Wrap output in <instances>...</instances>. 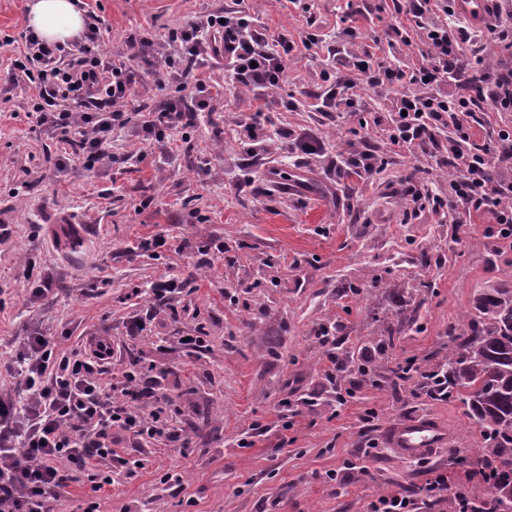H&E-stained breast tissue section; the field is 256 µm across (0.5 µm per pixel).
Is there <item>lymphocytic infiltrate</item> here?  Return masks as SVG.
I'll return each instance as SVG.
<instances>
[{"label": "lymphocytic infiltrate", "instance_id": "obj_1", "mask_svg": "<svg viewBox=\"0 0 512 512\" xmlns=\"http://www.w3.org/2000/svg\"><path fill=\"white\" fill-rule=\"evenodd\" d=\"M493 59L473 48L474 31L454 19L451 0H407L392 32L403 45L420 39L426 62L413 69L399 60L370 61L347 49L328 47L336 62L329 90L314 106L318 112L364 109L361 89L379 91L397 85L403 92L393 106L388 129L391 145L434 154L440 130H448L450 172L448 196L426 184H408L403 195L413 212L432 209L450 215L453 223L474 217L498 225L512 239V125L495 124L490 139L474 144L473 115L512 112V0H501L486 24ZM26 50L14 69L34 91L37 126L60 134L86 166L109 161L105 150L114 129L133 119L128 99L136 81L135 62L153 75L180 81L187 72L223 65L225 76L251 87L257 107L243 127L249 140L261 143L262 122L271 94L283 84L293 47L270 38L238 12L198 17L170 33L166 42L140 39L133 65H117L97 46V28L88 26L68 46L24 34ZM193 120L182 99L169 100L149 112L140 130L151 145H162ZM341 180H366L379 173L385 160L371 149L337 155ZM183 291L175 278L153 284L151 301L131 316L125 336L137 338L154 319L158 307L172 304ZM54 337L33 329L22 338L5 363L19 376L26 400L0 392V512H53V501L67 486L61 468L76 463L89 471L93 490L111 484L114 471L128 464L112 448L115 434L133 433L145 439L175 438L170 419L142 373L124 372L116 382L103 377L112 358V342L99 340L91 353H59ZM393 381H415V397L448 399V371L443 364L421 367L409 359L391 369ZM512 485V475L500 479L491 464L457 475L429 467L422 496L405 490L379 493L369 512H442L449 484H456L459 512H478L466 493L489 492Z\"/></svg>", "mask_w": 512, "mask_h": 512}]
</instances>
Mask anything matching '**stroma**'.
<instances>
[{
  "mask_svg": "<svg viewBox=\"0 0 512 512\" xmlns=\"http://www.w3.org/2000/svg\"><path fill=\"white\" fill-rule=\"evenodd\" d=\"M87 2L102 48L116 61L129 58L131 39L224 11L246 15L294 50L267 110L263 151L235 134L255 110L253 92L225 84L219 66L205 74L213 92L207 107L173 137L167 156L128 126L106 147L119 163L87 170L75 162L60 171L53 161L66 145L36 127L28 88L8 80L14 49L0 48V225L12 230L0 252V357L36 327L62 352L109 338L113 376L168 369L160 391L181 435L148 442L118 434L128 466L98 492L78 472L59 512H83L92 501L101 512H367L377 493L424 485L426 464L395 459L378 444L386 426L422 415L456 434L428 464L461 473L488 455L491 446L459 397L418 399L411 381L361 383L340 409L324 402L322 325L336 326L338 360L370 350L382 370L409 358L426 366L447 354L449 332L482 292L512 288V249H496V225L463 229L432 211L407 214L399 190L415 158L396 151L379 127L360 126L388 119L401 87L370 95L365 114L311 108L326 87L324 47L338 40L350 8L360 14L349 50L421 63L417 47L383 37L396 16L393 0ZM309 34L316 45H305ZM291 98L297 111L283 106ZM282 128L320 133L327 157L289 154ZM362 138L387 166L338 185L337 152ZM273 171L306 185L275 189L266 182ZM65 221L88 233L70 254L49 236L50 225ZM155 235L166 246L142 249ZM47 274L50 292L30 297ZM168 275L186 280L179 303L158 314L155 328L125 341L133 293ZM197 333L206 340L201 351L177 346V337ZM301 396L318 406L300 407L283 427L280 402ZM369 411L374 419L362 422ZM244 438L250 447H240ZM349 463L355 469L345 483L331 480ZM173 472L182 473V485L166 482Z\"/></svg>",
  "mask_w": 512,
  "mask_h": 512,
  "instance_id": "obj_1",
  "label": "stroma"
}]
</instances>
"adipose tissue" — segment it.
<instances>
[{
	"instance_id": "ef3b65f1",
	"label": "adipose tissue",
	"mask_w": 512,
	"mask_h": 512,
	"mask_svg": "<svg viewBox=\"0 0 512 512\" xmlns=\"http://www.w3.org/2000/svg\"><path fill=\"white\" fill-rule=\"evenodd\" d=\"M78 0H31L28 12L29 27L43 40L66 43L85 28L83 11Z\"/></svg>"
}]
</instances>
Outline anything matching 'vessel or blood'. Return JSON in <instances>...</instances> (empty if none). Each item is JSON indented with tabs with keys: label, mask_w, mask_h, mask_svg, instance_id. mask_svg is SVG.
Wrapping results in <instances>:
<instances>
[{
	"label": "vessel or blood",
	"mask_w": 512,
	"mask_h": 512,
	"mask_svg": "<svg viewBox=\"0 0 512 512\" xmlns=\"http://www.w3.org/2000/svg\"><path fill=\"white\" fill-rule=\"evenodd\" d=\"M491 3L492 0H452L455 14L476 26L485 23ZM81 235V227L77 224H55L50 228L53 243L64 252L76 248ZM381 439L396 458L413 460L429 457L436 449L446 447L452 433L447 426L425 416L387 426Z\"/></svg>",
	"instance_id": "obj_1"
}]
</instances>
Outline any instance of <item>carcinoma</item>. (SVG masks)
<instances>
[{
	"mask_svg": "<svg viewBox=\"0 0 512 512\" xmlns=\"http://www.w3.org/2000/svg\"><path fill=\"white\" fill-rule=\"evenodd\" d=\"M448 393L463 395L465 415L491 434L496 464L512 468V289L485 293L466 325L449 335Z\"/></svg>",
	"mask_w": 512,
	"mask_h": 512,
	"instance_id": "carcinoma-1",
	"label": "carcinoma"
}]
</instances>
